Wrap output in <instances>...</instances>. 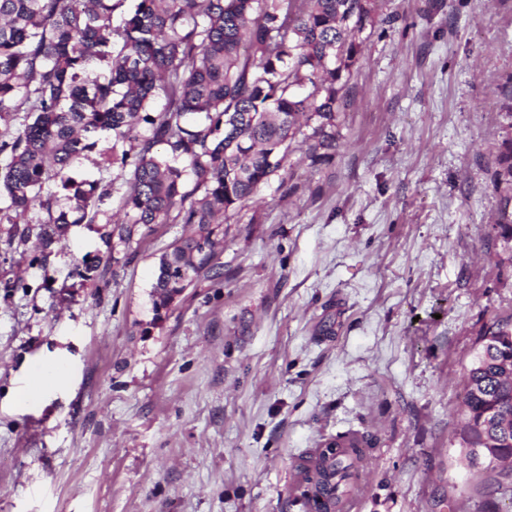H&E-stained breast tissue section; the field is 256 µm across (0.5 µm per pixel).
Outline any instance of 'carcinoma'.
I'll return each mask as SVG.
<instances>
[{
	"label": "carcinoma",
	"mask_w": 512,
	"mask_h": 512,
	"mask_svg": "<svg viewBox=\"0 0 512 512\" xmlns=\"http://www.w3.org/2000/svg\"><path fill=\"white\" fill-rule=\"evenodd\" d=\"M380 2L134 0L114 28L124 0H0V187L9 222L47 209L37 232L47 261L64 226L81 223L105 195L98 181L71 175L97 145L89 135H103L112 153L99 152V163L126 186L127 216L106 220L105 246L115 239L129 249L155 224H185L189 232L160 256L153 288H183V270H216L219 224L283 168L297 138L313 166L336 152L340 103ZM501 94L510 133L496 147L491 236L503 245L498 264L512 266V77ZM161 97L166 107L157 112ZM18 112L26 122L14 131L9 118ZM140 124L149 137L139 138ZM50 181L65 191L56 216L40 196ZM506 359L512 313L479 328L461 374L462 422L486 427L485 413L498 406L500 451L512 455V396L499 379ZM338 447L333 441L298 466L321 512H332L348 476Z\"/></svg>",
	"instance_id": "1"
}]
</instances>
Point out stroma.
Instances as JSON below:
<instances>
[{"mask_svg":"<svg viewBox=\"0 0 512 512\" xmlns=\"http://www.w3.org/2000/svg\"><path fill=\"white\" fill-rule=\"evenodd\" d=\"M329 161L289 153L228 213L221 278L155 315L159 224L108 253L69 225L47 263L0 194V512H302L292 466L372 435L359 512H489L512 474L468 467L462 367L512 268L488 242L512 0H384ZM284 174V175H285Z\"/></svg>","mask_w":512,"mask_h":512,"instance_id":"1","label":"stroma"}]
</instances>
